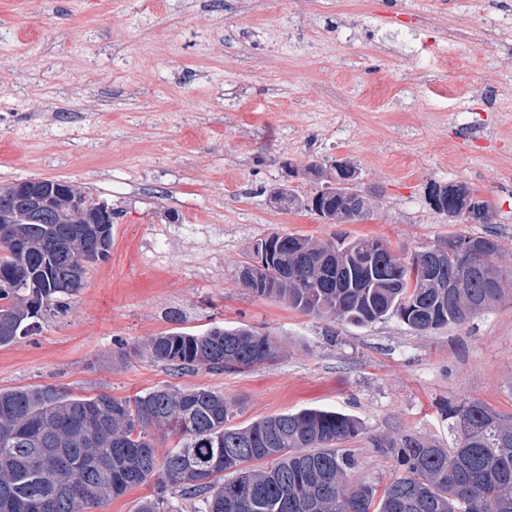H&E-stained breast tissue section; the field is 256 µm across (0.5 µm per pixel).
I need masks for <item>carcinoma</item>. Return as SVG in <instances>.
<instances>
[{"label": "carcinoma", "mask_w": 512, "mask_h": 512, "mask_svg": "<svg viewBox=\"0 0 512 512\" xmlns=\"http://www.w3.org/2000/svg\"><path fill=\"white\" fill-rule=\"evenodd\" d=\"M304 175L318 183L310 195L280 188L284 211H307L329 224H354L370 215L372 192L350 162L343 170L312 163ZM434 208L472 224H489L491 202L465 185H433ZM62 215L41 222L14 196L0 204V348L28 335L60 312L79 291L78 259L108 261L112 209L85 196ZM483 245L481 269L463 288L447 287L458 268L456 249ZM250 291L276 297L299 312L365 327L389 317L414 332L462 325L471 304L488 311L512 291V275L492 264V235L450 234L431 247L396 256L376 238L317 242L295 234L257 239ZM498 278L485 287L488 276ZM159 362L178 369L237 370L271 363L276 342L251 328L213 326L202 333L173 328L150 338ZM234 405L211 389H154L129 398L105 393L73 396L57 385L0 390V512H93L129 490L155 481L156 495L137 512H178L172 500L196 499L204 512H512V419L479 401L453 410L454 448L413 437L386 449L404 474L378 489L351 486L356 462L340 447L361 430L354 417L308 408L230 424ZM165 430L175 448L158 454L151 435Z\"/></svg>", "instance_id": "1"}]
</instances>
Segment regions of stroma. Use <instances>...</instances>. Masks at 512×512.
Masks as SVG:
<instances>
[{"mask_svg":"<svg viewBox=\"0 0 512 512\" xmlns=\"http://www.w3.org/2000/svg\"><path fill=\"white\" fill-rule=\"evenodd\" d=\"M511 49L512 0H0V187L59 179L114 213L110 259L65 312L0 349V390L212 389L240 427L338 411L363 426L345 443L350 484L379 488L402 474L386 443L455 446L449 408L512 416L511 295L420 334L306 316L239 280L273 233L377 238L400 255L486 233L512 272ZM339 159L378 191L368 219L273 202L284 185L312 193L303 168ZM436 182L491 201L492 223L449 222L430 203ZM214 325L270 334L281 356L179 371L145 350Z\"/></svg>","mask_w":512,"mask_h":512,"instance_id":"35a3bbf8","label":"stroma"}]
</instances>
